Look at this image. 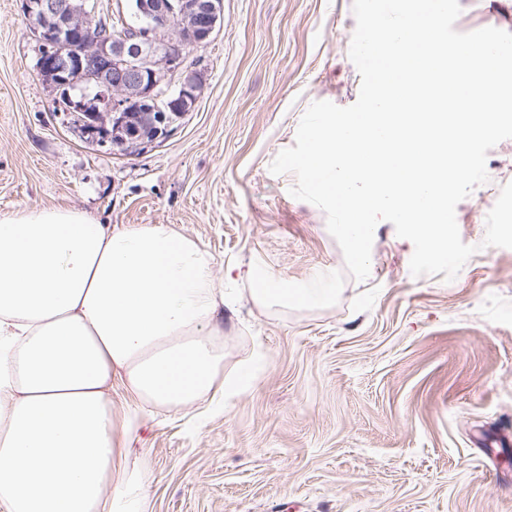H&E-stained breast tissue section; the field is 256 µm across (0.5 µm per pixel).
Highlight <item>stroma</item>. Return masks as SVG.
Segmentation results:
<instances>
[{
	"instance_id": "obj_1",
	"label": "stroma",
	"mask_w": 512,
	"mask_h": 512,
	"mask_svg": "<svg viewBox=\"0 0 512 512\" xmlns=\"http://www.w3.org/2000/svg\"><path fill=\"white\" fill-rule=\"evenodd\" d=\"M455 30L512 32V0H459ZM22 0H0V212L74 207L106 224H166L234 289L224 372L254 379L223 409L151 408L131 448L144 512H512V249L483 247L512 182V138L456 207L478 251L453 281L413 277L410 241L379 222L371 272L348 274L317 206L272 174L309 106L354 104L353 0H224L190 50L197 105L137 156L86 143L38 75ZM288 283L327 271L324 308L254 303L249 267Z\"/></svg>"
}]
</instances>
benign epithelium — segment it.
Returning a JSON list of instances; mask_svg holds the SVG:
<instances>
[{
    "instance_id": "7a95c632",
    "label": "benign epithelium",
    "mask_w": 512,
    "mask_h": 512,
    "mask_svg": "<svg viewBox=\"0 0 512 512\" xmlns=\"http://www.w3.org/2000/svg\"><path fill=\"white\" fill-rule=\"evenodd\" d=\"M121 37L90 38L96 0H22L24 20L43 47L36 68L53 87L68 86L69 113L85 142L140 154L170 135L194 109L203 73L184 66L224 23V0H137ZM63 49L51 52L63 33ZM99 107L87 111L89 98Z\"/></svg>"
}]
</instances>
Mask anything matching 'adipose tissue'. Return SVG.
Here are the masks:
<instances>
[{"label":"adipose tissue","mask_w":512,"mask_h":512,"mask_svg":"<svg viewBox=\"0 0 512 512\" xmlns=\"http://www.w3.org/2000/svg\"><path fill=\"white\" fill-rule=\"evenodd\" d=\"M265 307L330 304L316 276L252 288ZM213 258L168 225L100 223L75 208L0 212V512H141L129 440L138 406L180 410L235 394L219 312L232 308ZM133 404L115 417L112 384Z\"/></svg>","instance_id":"ef3b65f1"}]
</instances>
